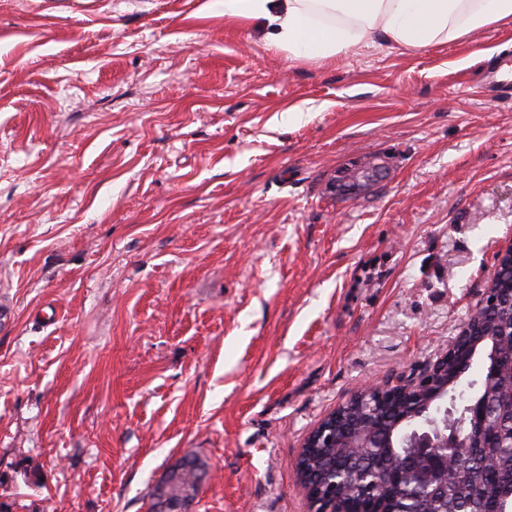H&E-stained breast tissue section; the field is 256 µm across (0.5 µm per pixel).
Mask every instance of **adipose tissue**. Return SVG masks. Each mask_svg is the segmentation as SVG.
<instances>
[{"label":"adipose tissue","instance_id":"adipose-tissue-1","mask_svg":"<svg viewBox=\"0 0 512 512\" xmlns=\"http://www.w3.org/2000/svg\"><path fill=\"white\" fill-rule=\"evenodd\" d=\"M224 16L258 23L269 48L329 60L381 39L413 51L512 21V0H221Z\"/></svg>","mask_w":512,"mask_h":512}]
</instances>
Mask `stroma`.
<instances>
[{"label": "stroma", "mask_w": 512, "mask_h": 512, "mask_svg": "<svg viewBox=\"0 0 512 512\" xmlns=\"http://www.w3.org/2000/svg\"><path fill=\"white\" fill-rule=\"evenodd\" d=\"M511 58L512 22L308 62L219 0H0V504L148 512L191 452L192 512H309L308 433L512 241ZM386 172L383 168L379 166H371V167H363L356 171H354L348 178H346L343 182H336L333 184L330 189L334 193H338L344 188L342 187V183L350 181L352 186V191H358L365 187H368L372 184H377L385 178Z\"/></svg>", "instance_id": "obj_1"}]
</instances>
